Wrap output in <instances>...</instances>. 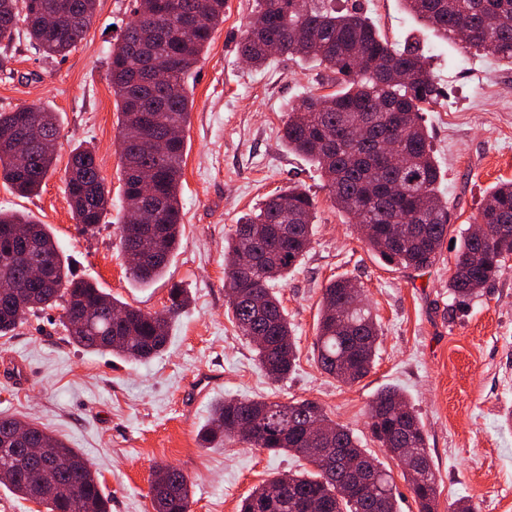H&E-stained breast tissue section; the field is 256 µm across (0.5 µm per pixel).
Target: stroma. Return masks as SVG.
Segmentation results:
<instances>
[{"instance_id":"obj_1","label":"stroma","mask_w":512,"mask_h":512,"mask_svg":"<svg viewBox=\"0 0 512 512\" xmlns=\"http://www.w3.org/2000/svg\"><path fill=\"white\" fill-rule=\"evenodd\" d=\"M135 0H97L94 21L66 58L44 57L25 36L0 44V112L41 105L57 112V160L40 191L21 197L0 184V210L48 225L75 274L145 312L169 304L172 287L191 303L172 322L164 350L129 362L71 343L61 309L26 316L0 336V414L61 438L87 459L111 512H152L156 464L176 466L192 484L191 512H239L256 486L300 460L239 441L204 445L213 406L227 398L318 402L370 452L378 446L366 410L378 391L400 389L418 412L438 479V512L458 499L475 512H512V258L479 296L459 304L448 292L455 252L443 247L422 272L386 264L333 207L315 166L288 151L281 130L304 95L334 92L333 74L298 60L249 68L240 44L256 0H225L224 21L189 83L194 105L184 131L179 196L182 234L164 276L133 282L121 246L123 208L117 110L108 79L113 44ZM362 12L389 40L414 38L431 55L442 95L426 105L448 199V237L458 240L491 188L512 181V64L424 30L402 0H334ZM92 146L112 205L98 227L75 224L65 193L72 150ZM314 196L312 245L286 282L275 283L294 330L293 370L274 381L232 320L224 288V245L237 220L279 187ZM354 279L376 314L380 338L370 373L344 384L324 373L314 342L322 290Z\"/></svg>"}]
</instances>
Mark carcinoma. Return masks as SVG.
I'll return each mask as SVG.
<instances>
[{
    "mask_svg": "<svg viewBox=\"0 0 512 512\" xmlns=\"http://www.w3.org/2000/svg\"><path fill=\"white\" fill-rule=\"evenodd\" d=\"M332 0H258L257 16L242 44V57L261 68L278 57L315 62L336 74L340 88L328 95L308 94L291 106L282 130L288 151L322 172L338 212L349 224H369V251L389 264L424 270L433 266L448 236V199L440 191V169L423 119V104L441 90L429 56L416 41L391 42L357 13L340 14ZM422 25L446 35L464 25L467 44L485 55L512 63V0H403ZM96 0H0V42H12L24 24L30 42L48 57H66L84 38ZM224 21V0H136L134 19L112 48L108 78L116 98L122 163L124 221L121 245L144 258L129 270L140 285L160 278L181 235L179 195L184 140L193 100L188 79ZM161 60L167 83L148 95L134 82L137 71ZM61 129L58 114L44 106H21L0 112V182L26 197L38 192L52 169ZM28 143L19 164L7 145ZM396 145L398 159L383 143ZM72 218L84 230L100 224L112 205L99 174L95 150L77 147L65 172ZM317 212L309 192L290 185L267 198L258 210L241 216L224 247V287H237L242 254H255L249 302L229 301L242 335L254 337V352L265 373L280 379L296 360L293 329L274 283L287 278L310 250ZM483 236L460 238L448 291L464 303L476 297L503 271L512 257V182L495 186L475 217ZM47 267L38 283L31 266ZM349 278L330 281L322 293L315 340L320 368L336 380L352 383L371 370L379 324L363 298H352ZM170 305L144 313L124 304L72 272L46 224L0 210V335L14 331L28 313L60 307L72 342L87 352L108 351L142 362L167 344L171 320L187 305L182 288L170 290ZM319 418L332 439L322 447L342 448L377 478L374 492L351 497L346 487L353 472L339 465L279 474L243 499L240 512H397V489L357 436L328 418L312 400L288 403L226 399L213 408L202 442L210 445L234 437L240 423L255 428L246 440L253 448L292 454L312 464L303 426ZM368 427L383 451L399 462L414 457L420 470L404 471L418 512H436L437 476L426 446L422 421L398 390L378 392L367 408ZM28 429L33 441L46 430L13 416H0V434ZM51 464L0 448V480L20 497L42 504L46 512H109L110 498L87 461L74 448L53 438ZM154 512H190L192 485L179 469L158 464L149 487Z\"/></svg>",
    "mask_w": 512,
    "mask_h": 512,
    "instance_id": "1",
    "label": "carcinoma"
}]
</instances>
